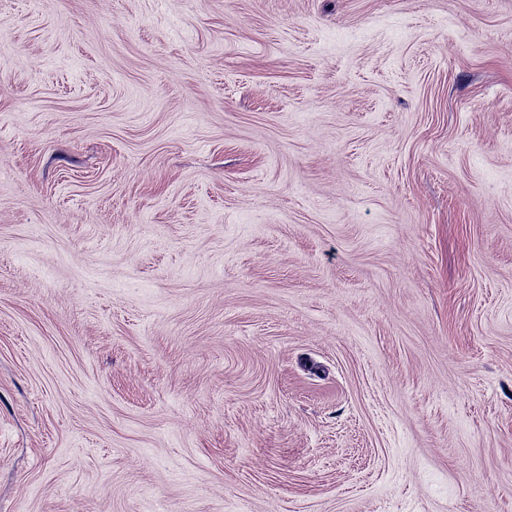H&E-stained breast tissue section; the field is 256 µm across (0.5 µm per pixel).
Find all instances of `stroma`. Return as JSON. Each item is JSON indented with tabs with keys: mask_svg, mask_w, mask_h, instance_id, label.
Returning <instances> with one entry per match:
<instances>
[{
	"mask_svg": "<svg viewBox=\"0 0 512 512\" xmlns=\"http://www.w3.org/2000/svg\"><path fill=\"white\" fill-rule=\"evenodd\" d=\"M0 512H512V0H0Z\"/></svg>",
	"mask_w": 512,
	"mask_h": 512,
	"instance_id": "35a3bbf8",
	"label": "stroma"
}]
</instances>
